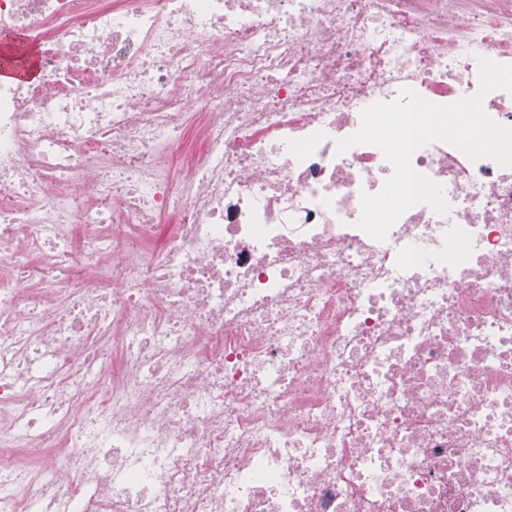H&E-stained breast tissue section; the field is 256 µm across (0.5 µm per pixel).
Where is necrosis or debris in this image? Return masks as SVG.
Masks as SVG:
<instances>
[{
	"label": "necrosis or debris",
	"instance_id": "1",
	"mask_svg": "<svg viewBox=\"0 0 512 512\" xmlns=\"http://www.w3.org/2000/svg\"><path fill=\"white\" fill-rule=\"evenodd\" d=\"M0 512H512V166L385 241L338 140L512 66V0H0ZM177 216L161 247L159 224Z\"/></svg>",
	"mask_w": 512,
	"mask_h": 512
}]
</instances>
